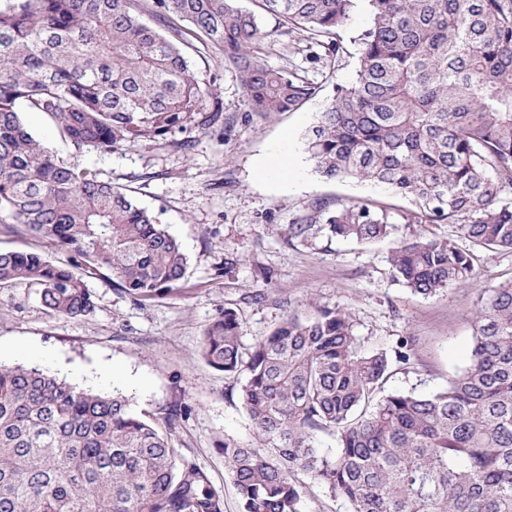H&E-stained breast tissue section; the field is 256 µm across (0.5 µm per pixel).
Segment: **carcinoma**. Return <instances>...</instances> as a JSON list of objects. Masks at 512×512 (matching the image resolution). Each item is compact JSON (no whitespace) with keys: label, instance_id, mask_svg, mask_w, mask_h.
I'll return each mask as SVG.
<instances>
[{"label":"carcinoma","instance_id":"cac0c4a2","mask_svg":"<svg viewBox=\"0 0 512 512\" xmlns=\"http://www.w3.org/2000/svg\"><path fill=\"white\" fill-rule=\"evenodd\" d=\"M0 0V223L24 224L66 254L0 251V288L25 284L49 311L96 308L84 278L132 297L178 286L180 243L100 172L59 159L26 127L39 112L76 150L165 140L223 119L215 85L186 49L210 44L235 73L249 111L299 109L320 85L267 54L276 36L307 33L331 54L337 29L365 4L355 82L306 135L316 171L410 198L424 224L470 243L403 241L393 276L432 297L475 277L472 249L512 250V0ZM149 13L153 24L142 19ZM288 239L372 243L388 217L368 203L311 204ZM227 308L204 330L201 356L244 375L252 440L217 443L242 512H298L310 482L350 512H512V280L479 295L467 366L443 390L385 392L413 337L366 349L352 313L319 301L250 347ZM120 393L79 389L36 367L0 365V512H224L206 474L178 457L169 431ZM331 435L336 450L318 446Z\"/></svg>","mask_w":512,"mask_h":512}]
</instances>
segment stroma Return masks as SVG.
<instances>
[{
    "instance_id": "35a3bbf8",
    "label": "stroma",
    "mask_w": 512,
    "mask_h": 512,
    "mask_svg": "<svg viewBox=\"0 0 512 512\" xmlns=\"http://www.w3.org/2000/svg\"><path fill=\"white\" fill-rule=\"evenodd\" d=\"M372 23L367 10L355 11L339 30L341 51L333 57L306 35L284 37L290 62L321 86L295 112L265 119L249 112L223 54L198 44L187 57L200 77L219 89L223 123L78 155L44 115H23L59 158L97 169L153 211L180 242L189 268L178 287L141 301L107 279L87 278L96 308L82 317L50 312L27 286L0 288V364L36 366L81 389L119 391L156 421L165 409L180 407L173 445L207 473L224 497V512H240V504L216 444L227 435L246 441L252 434L241 408V378L211 368L201 356L205 328L225 309L237 311L248 346L288 314H307L319 300L352 312L365 347L390 349L403 337H415V358L395 367L386 389L427 395L446 387L467 364L480 289L512 279V251L479 250L474 282L435 297L412 294L391 276L392 249L415 237L454 239L452 226L414 223L415 204L389 187L315 173L304 137L335 87L355 82L359 37ZM285 136L304 169L303 178L288 185L257 174ZM186 140L187 151L179 147ZM318 199L333 206L367 201L385 207L389 233L370 244L323 233L289 240V224ZM0 250L66 258L54 242L22 224L0 223Z\"/></svg>"
}]
</instances>
